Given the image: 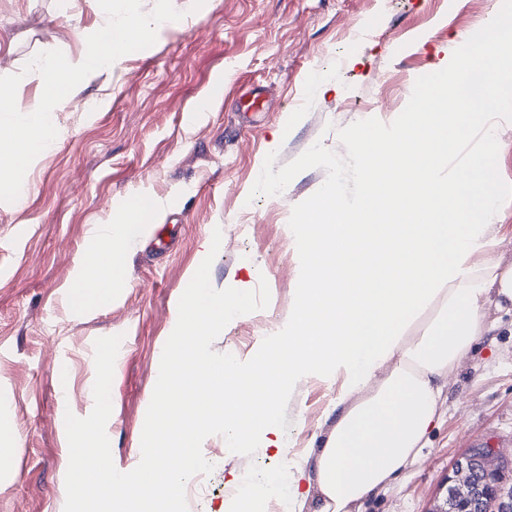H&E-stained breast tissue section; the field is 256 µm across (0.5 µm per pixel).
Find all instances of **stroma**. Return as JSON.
Returning <instances> with one entry per match:
<instances>
[{
    "mask_svg": "<svg viewBox=\"0 0 512 512\" xmlns=\"http://www.w3.org/2000/svg\"><path fill=\"white\" fill-rule=\"evenodd\" d=\"M145 50L91 73L56 113L59 146L28 168L23 205L0 202V512H72L68 436L96 418L113 471L149 458L177 308L195 284L219 291L247 283L248 305L204 354L241 364L279 335L295 307L303 264L285 227L338 185L358 197L353 139L368 128L387 141L413 100L453 75L458 36L512 13V0H205ZM107 21L98 0H0V76L21 74L18 109L40 100L24 66L41 51L87 52L82 33ZM332 80L326 92L315 75ZM265 101L246 103L255 88ZM501 224L498 251L512 260V101L492 109ZM285 178L267 189L261 176ZM162 200L160 223L141 226L123 283L104 307L82 303L76 277L96 226L131 197ZM214 238L215 250L200 245ZM448 378V400L430 445L408 473L366 501L364 512H432L457 459L492 444L512 460V312ZM66 373H59L58 365ZM338 382L297 380L280 409V434L307 455ZM199 462L182 474L187 492L210 488L187 512H231L230 468L259 479L288 465L275 450L225 451L222 423L199 431Z\"/></svg>",
    "mask_w": 512,
    "mask_h": 512,
    "instance_id": "1",
    "label": "stroma"
}]
</instances>
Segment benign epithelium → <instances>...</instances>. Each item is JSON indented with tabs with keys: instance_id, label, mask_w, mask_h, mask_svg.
<instances>
[{
	"instance_id": "benign-epithelium-1",
	"label": "benign epithelium",
	"mask_w": 512,
	"mask_h": 512,
	"mask_svg": "<svg viewBox=\"0 0 512 512\" xmlns=\"http://www.w3.org/2000/svg\"><path fill=\"white\" fill-rule=\"evenodd\" d=\"M495 449L488 446L472 448L454 466L453 475L448 477V491L438 512H472L478 492L485 490V497L497 504V512H512V487L500 479V464L497 470L488 468Z\"/></svg>"
}]
</instances>
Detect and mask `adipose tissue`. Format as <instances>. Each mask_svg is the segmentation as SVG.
Listing matches in <instances>:
<instances>
[{
  "instance_id": "ef3b65f1",
  "label": "adipose tissue",
  "mask_w": 512,
  "mask_h": 512,
  "mask_svg": "<svg viewBox=\"0 0 512 512\" xmlns=\"http://www.w3.org/2000/svg\"><path fill=\"white\" fill-rule=\"evenodd\" d=\"M509 50L507 13L462 40L458 69L475 66L482 74L468 92L447 84L440 99H415L412 120L393 142L359 130L358 202L342 204L328 186L288 226L308 251L295 312L249 368L233 356L214 363L200 353L244 307L246 288L185 299L155 405L158 427L144 439L152 462L132 480L112 471L97 422H81L72 449L84 496L74 512H181L174 473L196 464L197 434L209 420L223 422L231 446L285 454L279 406L309 374L340 381L322 438L309 460L289 459L271 478L234 474L246 512H266L283 490L292 512H361L407 473L429 444L449 373L489 332L490 310L512 303V262L492 251L495 129L467 157L465 179L441 174L457 138L483 125L488 106L502 101L497 72ZM148 206L163 208L138 197L114 209L81 265L76 286L84 298L103 304L120 287L132 249L128 227Z\"/></svg>"
}]
</instances>
